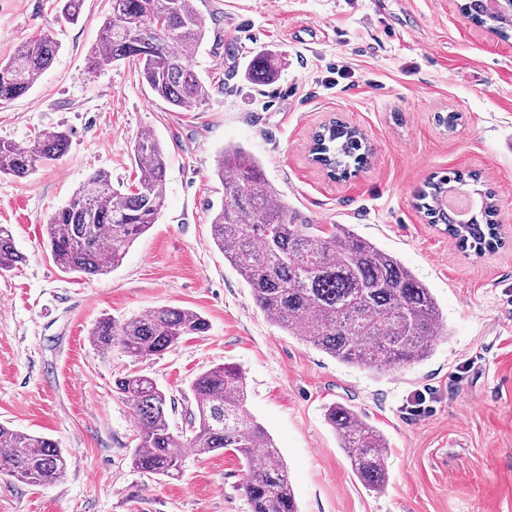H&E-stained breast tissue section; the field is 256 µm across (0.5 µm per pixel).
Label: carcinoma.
<instances>
[{"mask_svg": "<svg viewBox=\"0 0 512 512\" xmlns=\"http://www.w3.org/2000/svg\"><path fill=\"white\" fill-rule=\"evenodd\" d=\"M203 0H110L111 15L89 54L90 68L132 60L153 96L174 112L210 98L195 70L192 51L209 34ZM459 9L472 22L503 39L512 30V0H464ZM59 43L45 35L22 42L0 61V103L31 90L52 65ZM250 78L271 82L278 61L260 52ZM70 133L47 129L21 147L0 138V175L25 177L53 165L67 153ZM315 152L330 172L345 176L365 166L371 148L357 128L335 121L314 136ZM135 183L116 188L108 173L89 174L69 202L46 224L53 262L65 273L87 278L121 266L133 243L156 223L165 202L167 159L151 132L136 139ZM215 174L224 184V202L210 222L212 245L224 254L251 289L256 304L288 335L336 360L368 368H400L424 360L448 336V325L431 294L396 257L356 235L346 224L326 228L300 218L265 178L260 161L239 146H226ZM448 179L430 181L417 208L431 224L479 255L501 245L491 191L481 207L458 224L438 206ZM25 260L9 226L0 225V270ZM209 324L187 308L159 307L132 320L100 319L91 331L103 353L117 347L148 358L171 350L187 336L206 333ZM190 391L195 410L187 428L174 430L172 403L151 377L129 372L115 380V392L131 407L138 424L132 465L149 476L176 479L184 449L198 457L230 449L246 465L243 485L251 512H298L287 467L265 429L246 410L243 372L224 364L197 376ZM340 448L358 480L370 491L389 482L387 441L353 408L333 404L325 412ZM70 462L59 444L0 425V474L39 487L61 479Z\"/></svg>", "mask_w": 512, "mask_h": 512, "instance_id": "cac0c4a2", "label": "carcinoma"}]
</instances>
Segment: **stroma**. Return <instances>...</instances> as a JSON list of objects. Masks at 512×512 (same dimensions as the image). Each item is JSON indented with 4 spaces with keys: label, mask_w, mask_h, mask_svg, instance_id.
Instances as JSON below:
<instances>
[{
    "label": "stroma",
    "mask_w": 512,
    "mask_h": 512,
    "mask_svg": "<svg viewBox=\"0 0 512 512\" xmlns=\"http://www.w3.org/2000/svg\"><path fill=\"white\" fill-rule=\"evenodd\" d=\"M62 5L0 0V60L27 39L60 44L35 87L0 104V138L25 146L42 129L71 133L55 165L0 177V224L25 256L0 273V423L58 442L70 467L41 487L0 476V512H250L232 451L186 455L176 480L136 470L137 420L113 391L120 374L150 376L181 428L191 382L219 364L242 370L246 409L280 449L299 512H512V39L464 18L458 0H205L212 36L193 63L211 96L173 112L132 64L88 72L108 0H83L74 24ZM260 51L280 65L266 85L245 76ZM333 118L373 148L369 165L342 179L309 155ZM146 130L168 163L156 224L119 269L89 280L62 272L50 215L93 171L133 183L132 146ZM227 144L259 157L303 218L352 225L398 258L431 288L448 340L422 362L369 370L273 325L210 243V209L224 198L215 157ZM453 171L479 173L480 189L494 192L497 251L462 250L417 209L418 191ZM164 306L197 311L208 332L149 359L92 344L101 318ZM335 403L385 435L383 490L354 475L324 418Z\"/></svg>",
    "instance_id": "stroma-1"
}]
</instances>
